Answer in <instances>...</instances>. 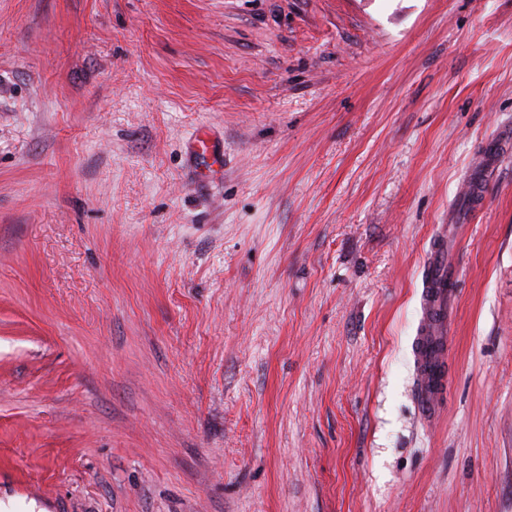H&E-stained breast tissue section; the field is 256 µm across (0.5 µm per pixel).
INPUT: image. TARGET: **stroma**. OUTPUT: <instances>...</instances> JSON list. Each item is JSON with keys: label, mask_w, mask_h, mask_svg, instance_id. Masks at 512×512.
Instances as JSON below:
<instances>
[{"label": "stroma", "mask_w": 512, "mask_h": 512, "mask_svg": "<svg viewBox=\"0 0 512 512\" xmlns=\"http://www.w3.org/2000/svg\"><path fill=\"white\" fill-rule=\"evenodd\" d=\"M0 504L512 512V0H0ZM422 288V315L415 338L414 363L421 381L419 414L429 420L438 414L441 406L443 377L436 373V366L443 365L448 351V301L455 289V278L448 270L445 234L437 235L428 253Z\"/></svg>", "instance_id": "35a3bbf8"}]
</instances>
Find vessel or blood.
<instances>
[{"mask_svg": "<svg viewBox=\"0 0 512 512\" xmlns=\"http://www.w3.org/2000/svg\"><path fill=\"white\" fill-rule=\"evenodd\" d=\"M455 278L448 268V239L438 235L425 262L421 292V319L414 349L416 372L421 381L418 410L423 419L434 418L441 406L443 383L435 367L448 351V301Z\"/></svg>", "mask_w": 512, "mask_h": 512, "instance_id": "b4317fda", "label": "vessel or blood"}]
</instances>
